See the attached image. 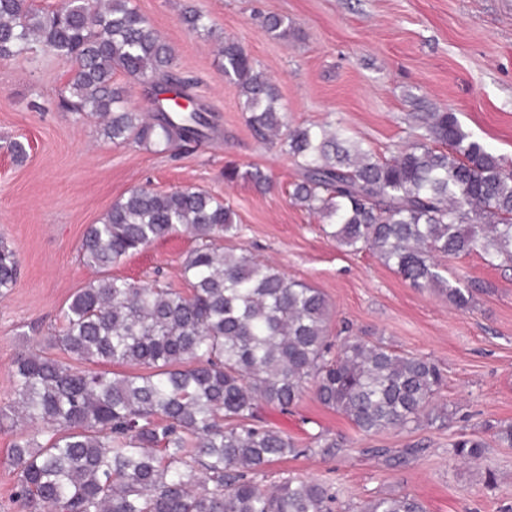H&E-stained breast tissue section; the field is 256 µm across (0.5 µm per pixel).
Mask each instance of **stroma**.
Wrapping results in <instances>:
<instances>
[{
	"mask_svg": "<svg viewBox=\"0 0 512 512\" xmlns=\"http://www.w3.org/2000/svg\"><path fill=\"white\" fill-rule=\"evenodd\" d=\"M141 13L174 48V72L190 80L211 111L215 131L202 145L165 151L105 138L94 117L62 110L67 64L39 50L0 61V238L17 253L18 282L0 300V405L14 398L12 362L23 339L50 335L62 304L95 273L79 260L89 225L134 187L173 191L199 187L223 198L241 227L236 244L320 288L331 304V334L384 339L428 357L447 377L440 400L451 419L439 428L362 436L343 416L305 393L291 413L270 409V423L297 439L326 430L342 443L333 459H288L268 468L267 482L287 476L337 479V512H355L373 496L406 491L426 512H512V448L490 445L494 486L481 466L451 459L450 441L484 423H512V267L487 266L478 254L448 257L449 275L473 291L458 309L411 287L372 254L352 253L324 237L316 214L289 198L300 176L292 158L257 141L238 89L225 81L221 38L237 39L276 84L289 127L339 120L365 147L386 156L413 135L415 107L456 112L465 131L512 165V0H136ZM202 12L212 35L189 33L185 10ZM287 16L278 39L265 16ZM21 140L18 161L9 143ZM255 165L271 190L224 180L226 166ZM183 234L153 245L119 267L149 280L163 270L180 279ZM423 444L396 464L372 456Z\"/></svg>",
	"mask_w": 512,
	"mask_h": 512,
	"instance_id": "35a3bbf8",
	"label": "stroma"
}]
</instances>
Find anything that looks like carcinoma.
Returning a JSON list of instances; mask_svg holds the SVG:
<instances>
[{
  "label": "carcinoma",
  "mask_w": 512,
  "mask_h": 512,
  "mask_svg": "<svg viewBox=\"0 0 512 512\" xmlns=\"http://www.w3.org/2000/svg\"><path fill=\"white\" fill-rule=\"evenodd\" d=\"M35 2L0 0V60L39 47L69 63L60 106L99 118L115 144L208 140L201 106L181 110L156 96L146 119L112 86L121 72L189 96L190 82L172 71L174 49L135 0H64L54 9ZM183 22L193 34L211 32L197 11ZM265 28L284 38L291 21L271 16ZM219 54L254 136L301 170L291 200L316 213L337 246L370 252L459 309L472 290L449 280L441 259L478 252L493 267L512 263V169L464 131L457 113H414L411 142L381 157L332 123L288 128L277 88L245 47L227 37ZM239 178L260 189L271 183L257 166L224 169L225 181ZM180 233L195 241L181 262L183 287L112 273ZM237 234L224 200L195 188L134 187L87 228L80 259L96 276L63 304L57 331L17 354L15 399L0 406V426H21L8 460L25 512H334L331 481L286 477L268 488L263 479L275 462L331 459L342 444L324 430L298 442L265 409L286 413L310 389L365 436L445 423L436 363L381 338L331 340L325 294L224 245ZM17 278L16 251L1 242V299ZM364 452L401 463L423 447ZM487 454L477 432L451 443L463 461ZM359 512L425 507L393 492Z\"/></svg>",
  "instance_id": "cac0c4a2"
}]
</instances>
